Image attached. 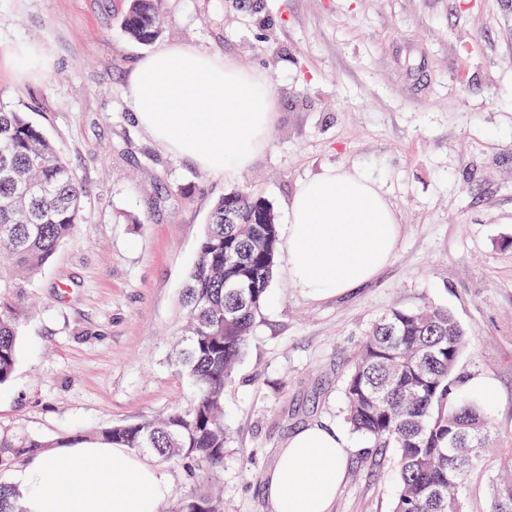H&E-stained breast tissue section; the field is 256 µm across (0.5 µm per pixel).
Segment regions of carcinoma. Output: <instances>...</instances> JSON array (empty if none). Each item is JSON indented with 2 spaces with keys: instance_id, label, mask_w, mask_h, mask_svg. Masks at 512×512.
<instances>
[{
  "instance_id": "obj_1",
  "label": "carcinoma",
  "mask_w": 512,
  "mask_h": 512,
  "mask_svg": "<svg viewBox=\"0 0 512 512\" xmlns=\"http://www.w3.org/2000/svg\"><path fill=\"white\" fill-rule=\"evenodd\" d=\"M123 29L149 45L162 34V0H130ZM83 223V190L68 162L22 112L0 108V385L18 359L21 281L47 264ZM276 213L265 199L230 191L214 205L182 293L186 327L172 362L195 389L193 404L162 419L106 428L76 441L176 458L187 468L224 463L229 431L224 388L235 378L265 305L280 248ZM467 334L444 308H393L365 334L345 383L347 420L377 448H392L399 474L393 512H466L463 489L492 447L482 406L462 398L457 373ZM33 437H0V471L19 456L60 448ZM490 512H512V477L492 482ZM0 512H24L0 481ZM180 512H220L209 495Z\"/></svg>"
}]
</instances>
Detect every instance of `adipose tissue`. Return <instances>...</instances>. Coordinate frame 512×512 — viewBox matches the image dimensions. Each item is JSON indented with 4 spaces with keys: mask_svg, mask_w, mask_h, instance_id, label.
Instances as JSON below:
<instances>
[{
    "mask_svg": "<svg viewBox=\"0 0 512 512\" xmlns=\"http://www.w3.org/2000/svg\"><path fill=\"white\" fill-rule=\"evenodd\" d=\"M398 239L395 212L378 183L353 167L330 168L301 184L288 204L282 268L308 297L328 298L374 279ZM347 458L334 429L295 431L265 477L271 512H330ZM9 483L26 512H158L172 492L157 464L102 443L30 456Z\"/></svg>",
    "mask_w": 512,
    "mask_h": 512,
    "instance_id": "ef3b65f1",
    "label": "adipose tissue"
}]
</instances>
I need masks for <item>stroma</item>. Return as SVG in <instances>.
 I'll use <instances>...</instances> for the list:
<instances>
[{
  "label": "stroma",
  "instance_id": "obj_1",
  "mask_svg": "<svg viewBox=\"0 0 512 512\" xmlns=\"http://www.w3.org/2000/svg\"><path fill=\"white\" fill-rule=\"evenodd\" d=\"M128 0H0V106L25 113L86 189L85 221L26 282L0 434L45 441L156 419L194 400L170 361L179 304L224 193L264 197L279 225L298 185L356 167L382 187L400 235L371 282L313 301L275 270L253 340L224 390L231 443L217 469L159 466L160 512L208 491L222 512H269L263 477L310 422L347 441L332 512H392L399 477L343 416V382L371 322L438 306L467 333L458 371L492 379L485 411L512 448V0H162L160 45H190L264 77L270 145L224 176L137 122L127 81L147 46ZM500 459L465 489L488 512Z\"/></svg>",
  "mask_w": 512,
  "mask_h": 512
}]
</instances>
